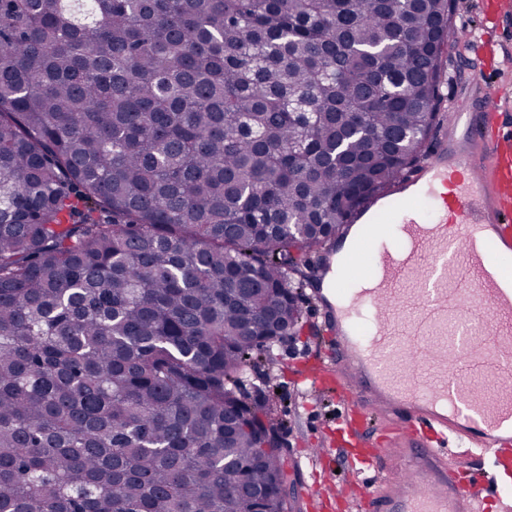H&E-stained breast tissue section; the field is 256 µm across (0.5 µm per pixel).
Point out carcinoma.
<instances>
[{"instance_id":"1","label":"carcinoma","mask_w":512,"mask_h":512,"mask_svg":"<svg viewBox=\"0 0 512 512\" xmlns=\"http://www.w3.org/2000/svg\"><path fill=\"white\" fill-rule=\"evenodd\" d=\"M452 0L0 9V512H252L294 255L421 155Z\"/></svg>"}]
</instances>
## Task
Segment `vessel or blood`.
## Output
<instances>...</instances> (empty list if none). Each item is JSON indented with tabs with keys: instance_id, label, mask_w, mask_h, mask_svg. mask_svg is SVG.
I'll use <instances>...</instances> for the list:
<instances>
[{
	"instance_id": "vessel-or-blood-1",
	"label": "vessel or blood",
	"mask_w": 512,
	"mask_h": 512,
	"mask_svg": "<svg viewBox=\"0 0 512 512\" xmlns=\"http://www.w3.org/2000/svg\"><path fill=\"white\" fill-rule=\"evenodd\" d=\"M470 91L475 111L452 113L417 172L368 201L314 275L331 344L307 378L344 394L341 420L367 445L349 458L362 512L512 499V129L494 127L492 81ZM359 273L368 287L348 291ZM377 416L404 447H378ZM451 444L478 466L449 467Z\"/></svg>"
}]
</instances>
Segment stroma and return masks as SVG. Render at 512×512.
I'll use <instances>...</instances> for the list:
<instances>
[{
  "label": "stroma",
  "mask_w": 512,
  "mask_h": 512,
  "mask_svg": "<svg viewBox=\"0 0 512 512\" xmlns=\"http://www.w3.org/2000/svg\"><path fill=\"white\" fill-rule=\"evenodd\" d=\"M485 9L486 0H455L441 116L466 108L461 89L485 73L486 58L475 54L471 44L473 37L483 32ZM302 307L300 332L274 343L260 368L246 379L244 389L252 396H270L275 418L286 425L291 512H357L355 505L337 504L332 496L336 483H360L357 472L342 464L336 454L342 400L317 392L298 379L301 370L325 356L313 297H306Z\"/></svg>",
  "instance_id": "1"
}]
</instances>
